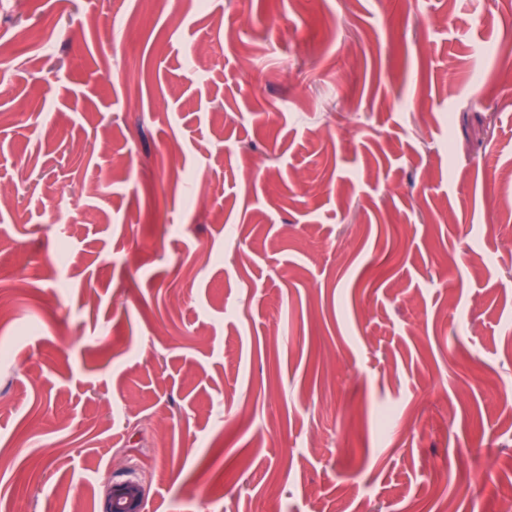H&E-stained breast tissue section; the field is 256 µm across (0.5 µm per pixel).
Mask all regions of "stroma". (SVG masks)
Returning a JSON list of instances; mask_svg holds the SVG:
<instances>
[{
	"mask_svg": "<svg viewBox=\"0 0 512 512\" xmlns=\"http://www.w3.org/2000/svg\"><path fill=\"white\" fill-rule=\"evenodd\" d=\"M0 32V512L129 479L435 512L489 452L463 512H501L512 0H13Z\"/></svg>",
	"mask_w": 512,
	"mask_h": 512,
	"instance_id": "1",
	"label": "stroma"
}]
</instances>
